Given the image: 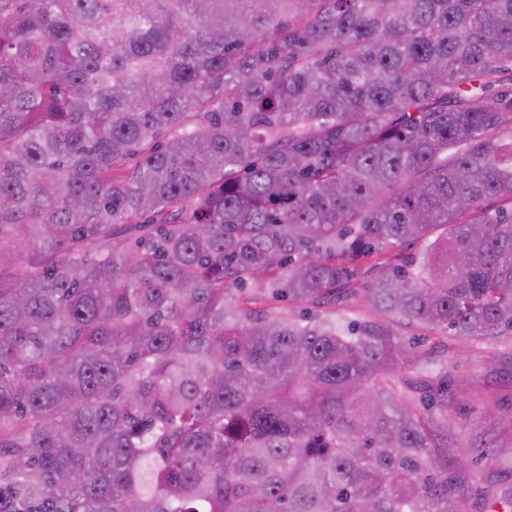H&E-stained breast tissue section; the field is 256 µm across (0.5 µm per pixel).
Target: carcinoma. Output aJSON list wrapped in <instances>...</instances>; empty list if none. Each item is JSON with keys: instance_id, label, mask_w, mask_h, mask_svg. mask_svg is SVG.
<instances>
[{"instance_id": "cac0c4a2", "label": "carcinoma", "mask_w": 512, "mask_h": 512, "mask_svg": "<svg viewBox=\"0 0 512 512\" xmlns=\"http://www.w3.org/2000/svg\"><path fill=\"white\" fill-rule=\"evenodd\" d=\"M507 82L512 0H0V512H512L406 332L512 334Z\"/></svg>"}]
</instances>
